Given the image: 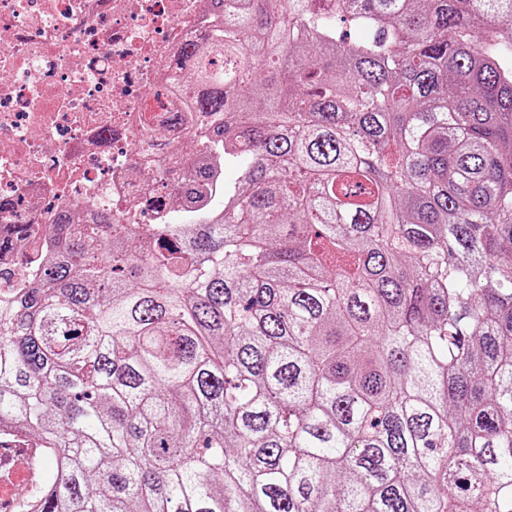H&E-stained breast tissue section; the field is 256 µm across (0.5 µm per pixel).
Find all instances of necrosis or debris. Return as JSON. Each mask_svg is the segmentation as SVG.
I'll list each match as a JSON object with an SVG mask.
<instances>
[{
  "mask_svg": "<svg viewBox=\"0 0 512 512\" xmlns=\"http://www.w3.org/2000/svg\"><path fill=\"white\" fill-rule=\"evenodd\" d=\"M209 0H0V262L28 277L18 219L104 206L147 224L174 190L140 170L188 160L171 126L182 45L206 33Z\"/></svg>",
  "mask_w": 512,
  "mask_h": 512,
  "instance_id": "necrosis-or-debris-1",
  "label": "necrosis or debris"
}]
</instances>
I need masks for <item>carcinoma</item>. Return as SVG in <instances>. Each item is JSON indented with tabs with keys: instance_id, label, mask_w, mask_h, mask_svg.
Masks as SVG:
<instances>
[{
	"instance_id": "1",
	"label": "carcinoma",
	"mask_w": 512,
	"mask_h": 512,
	"mask_svg": "<svg viewBox=\"0 0 512 512\" xmlns=\"http://www.w3.org/2000/svg\"><path fill=\"white\" fill-rule=\"evenodd\" d=\"M211 12L190 210L64 212L0 291L11 512H512V0ZM29 449L27 445L23 443H4L2 442V447L0 448V463L2 465H6V467L2 470V479H1V492L4 490V479L3 477L8 473H11L15 478L22 479L26 476V473H21L26 470V468H16L14 470H9L10 467H13V460H16L24 455L28 456Z\"/></svg>"
}]
</instances>
